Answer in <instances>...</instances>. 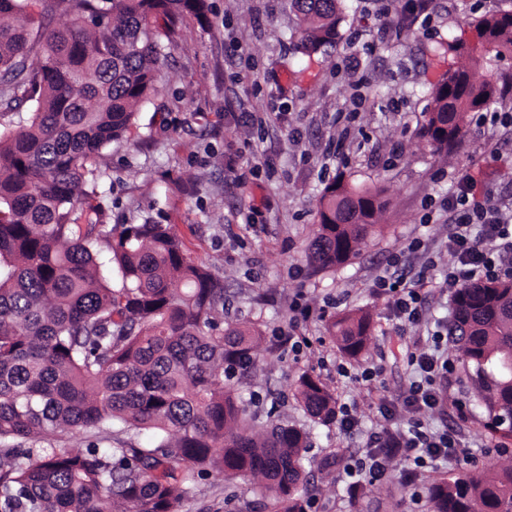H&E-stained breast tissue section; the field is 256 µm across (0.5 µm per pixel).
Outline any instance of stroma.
<instances>
[{
  "label": "stroma",
  "mask_w": 512,
  "mask_h": 512,
  "mask_svg": "<svg viewBox=\"0 0 512 512\" xmlns=\"http://www.w3.org/2000/svg\"><path fill=\"white\" fill-rule=\"evenodd\" d=\"M208 3L204 22L187 20L174 42L162 43L158 96L86 175L104 222L166 225L191 261L223 281L225 320L260 325L253 365L229 384L257 424L281 418L306 432L300 495L308 512H432L428 487L462 467L436 462L415 492L394 475L353 502L345 468L363 454L371 431L405 423L406 344L455 317L453 296L439 287L450 261V216L436 210L452 167L487 160L499 204L512 206V124L498 128L492 148L486 126L468 120L449 156L419 136L433 86L457 65L456 46L480 52L476 20L512 11V0H429V22L403 27L399 0H344L335 44L311 54L297 48L290 0ZM351 53L360 61L354 73L342 64ZM249 114L262 124L246 123ZM339 175L380 188L388 208L359 256L318 271L308 259L318 200ZM421 272L436 284L423 321L397 331L371 288L381 276ZM296 304L310 306L308 320L294 321ZM358 309L371 316V340L352 359L340 353L329 325ZM373 366L377 377L361 381ZM303 374L349 405L361 431L310 418L296 397ZM449 387L469 409L446 408L430 416V426L460 430L473 468L512 459V434L484 412L464 366H456ZM257 500L263 512H275L249 482L212 474L196 478L181 512H250Z\"/></svg>",
  "instance_id": "obj_1"
}]
</instances>
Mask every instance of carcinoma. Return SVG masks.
Segmentation results:
<instances>
[{
  "label": "carcinoma",
  "instance_id": "obj_1",
  "mask_svg": "<svg viewBox=\"0 0 512 512\" xmlns=\"http://www.w3.org/2000/svg\"><path fill=\"white\" fill-rule=\"evenodd\" d=\"M300 43L335 42L338 0H291ZM207 0H44L33 26L22 0H0V512H180L196 477L248 479L277 512H303L306 434L255 424L224 385L250 364L261 337L250 321L216 319L224 283L187 260L162 224L105 229L87 167L120 140L158 93L162 40ZM486 56L468 57L432 90L420 134L448 154L469 113L506 101L505 86L477 81L488 58L512 55V13L477 20ZM33 111L22 113L25 105ZM377 189L327 183L309 247L317 269L357 256L380 227ZM121 286L112 287V269ZM448 345L475 375L496 423L512 431V276L473 282L454 297ZM339 350L370 340L363 311L329 328ZM299 402L336 421V398L303 374ZM121 431L151 430L156 445L100 446ZM59 432L86 433L81 449L39 448ZM433 512H512V461L432 484Z\"/></svg>",
  "mask_w": 512,
  "mask_h": 512
}]
</instances>
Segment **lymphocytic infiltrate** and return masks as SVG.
Here are the masks:
<instances>
[{
	"label": "lymphocytic infiltrate",
	"mask_w": 512,
	"mask_h": 512,
	"mask_svg": "<svg viewBox=\"0 0 512 512\" xmlns=\"http://www.w3.org/2000/svg\"><path fill=\"white\" fill-rule=\"evenodd\" d=\"M482 173V166L476 164L454 169L455 190L442 201L443 209L453 216L448 249L455 263L445 280L452 294L469 283L507 273V260L512 257V209L495 201L492 186L481 181ZM427 286L423 279L409 282L400 276H383L372 293L386 300L400 324H416L422 317ZM409 361L415 379L402 401L407 426L371 434L363 456L346 471L349 496L359 495L365 484L387 478L401 459L410 463L401 475L409 487L418 484L428 463L446 459L466 465L472 459V450L461 437L447 429L430 430L423 417L424 411H438L446 404L441 383L455 368L440 331H433L426 341L413 342Z\"/></svg>",
	"instance_id": "1"
}]
</instances>
